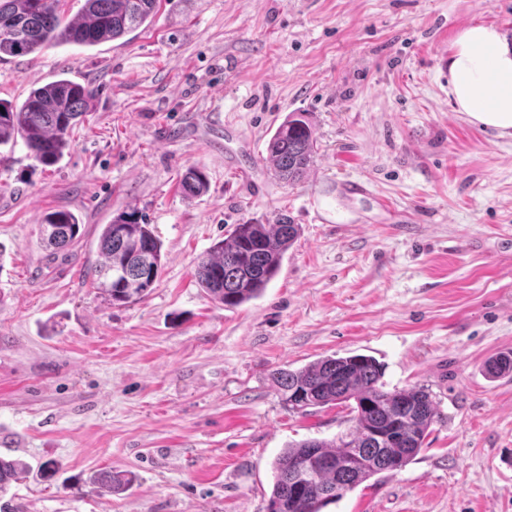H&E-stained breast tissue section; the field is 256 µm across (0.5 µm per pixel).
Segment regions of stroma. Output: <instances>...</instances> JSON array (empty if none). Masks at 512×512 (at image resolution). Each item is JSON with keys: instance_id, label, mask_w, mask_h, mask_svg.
<instances>
[{"instance_id": "1", "label": "stroma", "mask_w": 512, "mask_h": 512, "mask_svg": "<svg viewBox=\"0 0 512 512\" xmlns=\"http://www.w3.org/2000/svg\"><path fill=\"white\" fill-rule=\"evenodd\" d=\"M475 24L511 45L512 0H162L122 39L0 59V99L62 74L96 91L56 165L0 146V456L29 466L20 512H266L283 449L351 426L341 406L289 411L271 372L352 354L386 389L428 386L445 420L325 512H512V381L483 371L512 350V137L448 96ZM292 112L317 155L291 186L266 143ZM191 166L209 179L195 199ZM129 206L162 270L113 306L83 270ZM58 208L82 235L51 252L39 224ZM283 214L300 234L263 295L212 301L199 258ZM106 468L137 480L106 494L87 481ZM180 190L187 198H197L208 190V180L205 173L196 167H189L180 180Z\"/></svg>"}]
</instances>
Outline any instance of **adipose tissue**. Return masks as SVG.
<instances>
[{"mask_svg":"<svg viewBox=\"0 0 512 512\" xmlns=\"http://www.w3.org/2000/svg\"><path fill=\"white\" fill-rule=\"evenodd\" d=\"M448 93L471 122L512 136V49L495 28L473 25L448 57Z\"/></svg>","mask_w":512,"mask_h":512,"instance_id":"obj_1","label":"adipose tissue"}]
</instances>
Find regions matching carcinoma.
I'll return each instance as SVG.
<instances>
[{
	"label": "carcinoma",
	"instance_id": "cac0c4a2",
	"mask_svg": "<svg viewBox=\"0 0 512 512\" xmlns=\"http://www.w3.org/2000/svg\"><path fill=\"white\" fill-rule=\"evenodd\" d=\"M61 0H0V56L37 54L52 46H94L119 39L152 21L160 0H84L72 18L60 17ZM95 91L61 77L29 91L20 104L0 100V146L23 142L44 166L56 164L69 144V132L87 112ZM316 137L305 114L292 113L268 140L267 160L276 178L301 181L314 163ZM187 198L208 190L205 173L188 168L180 180ZM299 235L286 216L273 224H238L197 263L195 277L214 302L235 308L258 298L278 274L283 257ZM80 237L77 216L58 209L44 215L40 243L61 250ZM101 262L87 275L111 305L147 297L161 269L162 243L136 209H126L102 225ZM491 378L512 375V350L487 362ZM383 365L363 354L330 356L299 370L276 369L271 379L288 410L350 404L352 429L331 440L290 444L275 459L274 483L267 512H322L328 504L370 478L393 474L423 448L431 427L442 421L429 388L384 389ZM25 465L0 457V495ZM129 471L102 469L89 482L109 493L130 486Z\"/></svg>",
	"mask_w": 512,
	"mask_h": 512
}]
</instances>
